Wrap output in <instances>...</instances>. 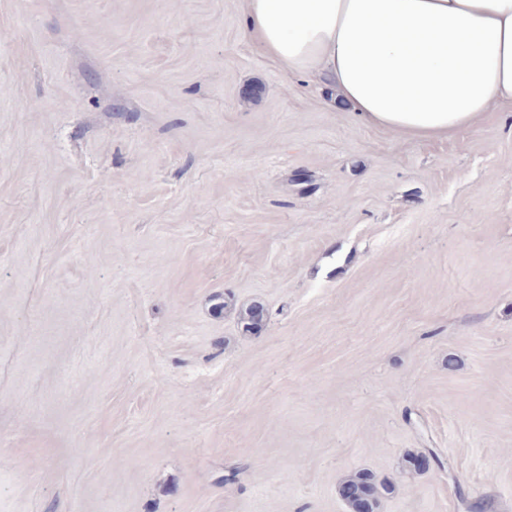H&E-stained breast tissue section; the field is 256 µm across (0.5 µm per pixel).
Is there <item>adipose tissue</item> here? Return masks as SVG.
<instances>
[{
  "mask_svg": "<svg viewBox=\"0 0 512 512\" xmlns=\"http://www.w3.org/2000/svg\"><path fill=\"white\" fill-rule=\"evenodd\" d=\"M243 2L250 42L368 125L449 138L512 105V0Z\"/></svg>",
  "mask_w": 512,
  "mask_h": 512,
  "instance_id": "1",
  "label": "adipose tissue"
}]
</instances>
